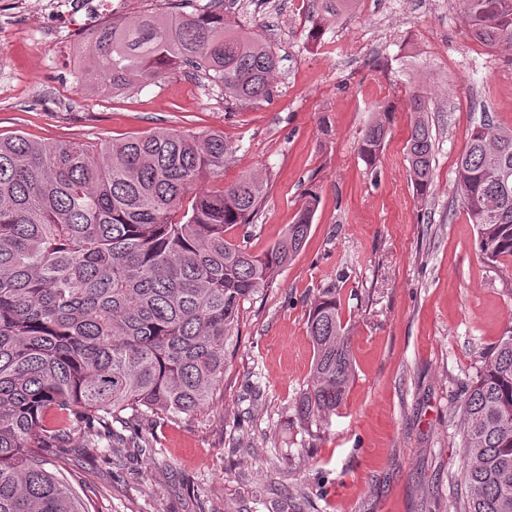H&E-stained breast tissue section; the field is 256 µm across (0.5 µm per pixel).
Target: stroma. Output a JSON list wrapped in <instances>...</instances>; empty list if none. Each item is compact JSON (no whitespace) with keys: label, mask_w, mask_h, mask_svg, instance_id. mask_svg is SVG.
Here are the masks:
<instances>
[{"label":"stroma","mask_w":512,"mask_h":512,"mask_svg":"<svg viewBox=\"0 0 512 512\" xmlns=\"http://www.w3.org/2000/svg\"><path fill=\"white\" fill-rule=\"evenodd\" d=\"M238 33L280 60L270 100L232 105L185 67L121 91L74 67L80 35L0 23V137L88 146L158 127L218 133L222 184L262 174L253 224L228 230L254 253L285 233L302 193L320 203L302 251L244 302L224 385L205 409L135 427L152 443L109 452L73 426L45 453L88 512H454L463 448L458 410L493 343L512 329V262L488 264L455 187L474 126L512 128V52L467 34L461 0H358L318 39L309 0H225ZM429 98L434 179H410L408 94ZM396 107L376 167L359 154L377 105ZM346 280H338L339 272ZM339 284L355 377L321 431L294 418L310 381L316 289Z\"/></svg>","instance_id":"stroma-1"}]
</instances>
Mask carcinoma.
<instances>
[{"instance_id": "1", "label": "carcinoma", "mask_w": 512, "mask_h": 512, "mask_svg": "<svg viewBox=\"0 0 512 512\" xmlns=\"http://www.w3.org/2000/svg\"><path fill=\"white\" fill-rule=\"evenodd\" d=\"M195 12L112 19L85 47L100 87L152 83L187 65L224 87L225 101L270 97L279 59L268 43L229 31L224 0ZM470 37L512 48V0H463ZM411 180L420 200L433 182L428 99L409 97ZM359 143L373 165L394 107ZM224 136L154 129L95 149L0 138V512H85L43 452L78 416L104 447L149 448L129 430L144 413L176 417L207 407L244 301L303 248L319 206L309 189L285 235L254 254L226 237L251 222L264 196L255 174L221 190ZM456 191L476 224L481 256L512 260V130L482 123L457 161ZM311 380L296 404L305 427L328 425L355 375L337 288L311 302ZM464 455L455 512H512V330L488 351L460 405Z\"/></svg>"}]
</instances>
